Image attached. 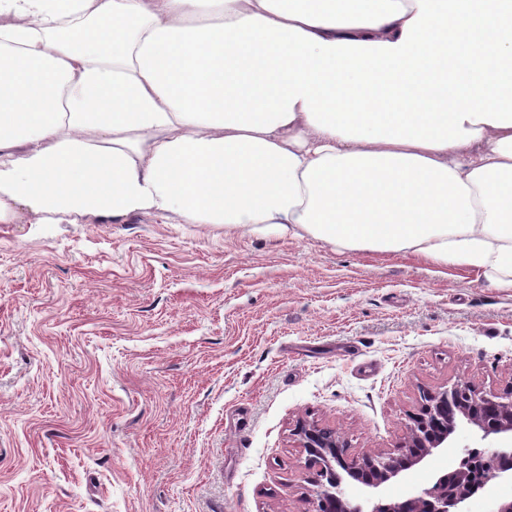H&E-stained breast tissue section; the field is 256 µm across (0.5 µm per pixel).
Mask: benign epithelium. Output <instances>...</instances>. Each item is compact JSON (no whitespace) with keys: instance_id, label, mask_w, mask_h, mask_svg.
I'll return each instance as SVG.
<instances>
[{"instance_id":"1","label":"benign epithelium","mask_w":512,"mask_h":512,"mask_svg":"<svg viewBox=\"0 0 512 512\" xmlns=\"http://www.w3.org/2000/svg\"><path fill=\"white\" fill-rule=\"evenodd\" d=\"M461 423L477 429L483 440L512 434V384L500 392H487L469 381L456 382L426 392L408 436L392 452L352 456L341 435L307 419L297 420L292 436L313 473L310 482L318 512H467L470 474L458 464L404 500L384 502L386 486L433 450L445 447ZM488 452L496 467L485 478L484 488L512 481V445L490 447ZM351 482L366 491L364 500L354 502L347 496Z\"/></svg>"}]
</instances>
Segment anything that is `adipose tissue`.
I'll use <instances>...</instances> for the list:
<instances>
[{"mask_svg": "<svg viewBox=\"0 0 512 512\" xmlns=\"http://www.w3.org/2000/svg\"><path fill=\"white\" fill-rule=\"evenodd\" d=\"M134 213L512 288V0H0V223Z\"/></svg>", "mask_w": 512, "mask_h": 512, "instance_id": "adipose-tissue-1", "label": "adipose tissue"}]
</instances>
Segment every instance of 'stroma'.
Listing matches in <instances>:
<instances>
[{"label": "stroma", "instance_id": "35a3bbf8", "mask_svg": "<svg viewBox=\"0 0 512 512\" xmlns=\"http://www.w3.org/2000/svg\"><path fill=\"white\" fill-rule=\"evenodd\" d=\"M512 382V288L174 214L0 223V512H315L291 431L396 448L423 391ZM479 436L406 471L400 500Z\"/></svg>", "mask_w": 512, "mask_h": 512}]
</instances>
